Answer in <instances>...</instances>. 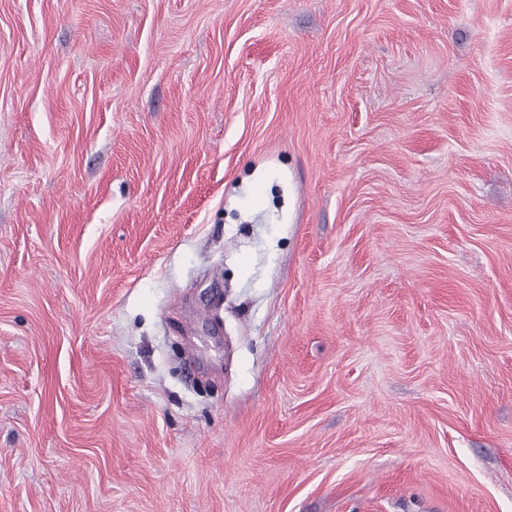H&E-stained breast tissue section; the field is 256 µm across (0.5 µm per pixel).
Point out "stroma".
<instances>
[{
    "label": "stroma",
    "mask_w": 512,
    "mask_h": 512,
    "mask_svg": "<svg viewBox=\"0 0 512 512\" xmlns=\"http://www.w3.org/2000/svg\"><path fill=\"white\" fill-rule=\"evenodd\" d=\"M0 512H512V0H0Z\"/></svg>",
    "instance_id": "35a3bbf8"
}]
</instances>
